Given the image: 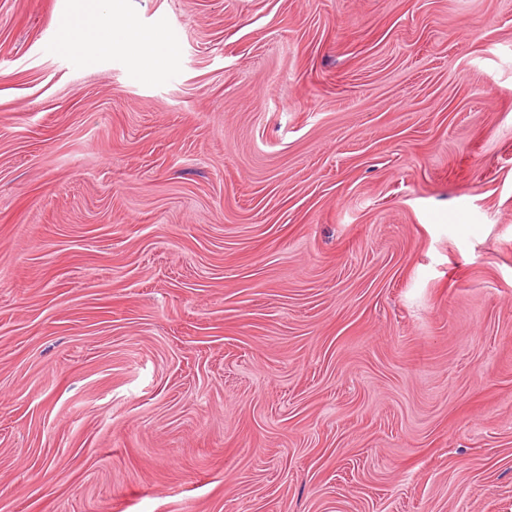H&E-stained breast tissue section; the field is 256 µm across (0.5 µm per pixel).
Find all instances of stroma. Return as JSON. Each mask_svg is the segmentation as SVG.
I'll return each mask as SVG.
<instances>
[{"mask_svg": "<svg viewBox=\"0 0 512 512\" xmlns=\"http://www.w3.org/2000/svg\"><path fill=\"white\" fill-rule=\"evenodd\" d=\"M0 0V512H512V0ZM95 18L87 15L71 27L69 50L79 56L91 57L112 53V39H98L95 35ZM128 24L113 37V46L120 45L135 59L138 66L161 67L173 48L164 44L161 30L142 31Z\"/></svg>", "mask_w": 512, "mask_h": 512, "instance_id": "1", "label": "stroma"}]
</instances>
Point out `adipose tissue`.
I'll list each match as a JSON object with an SVG mask.
<instances>
[{"label": "adipose tissue", "mask_w": 512, "mask_h": 512, "mask_svg": "<svg viewBox=\"0 0 512 512\" xmlns=\"http://www.w3.org/2000/svg\"><path fill=\"white\" fill-rule=\"evenodd\" d=\"M95 18L88 15L78 19L71 28L69 50L84 57L111 53L113 45L125 48L138 66H162L172 54L171 46L165 45L164 36L159 31H142L125 28L118 31L113 39H100L95 35Z\"/></svg>", "instance_id": "ef3b65f1"}]
</instances>
